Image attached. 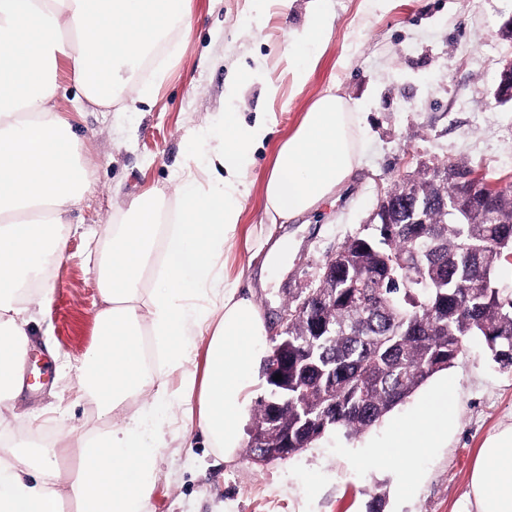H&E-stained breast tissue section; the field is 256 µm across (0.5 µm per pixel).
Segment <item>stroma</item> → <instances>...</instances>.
Instances as JSON below:
<instances>
[{
    "label": "stroma",
    "instance_id": "obj_1",
    "mask_svg": "<svg viewBox=\"0 0 512 512\" xmlns=\"http://www.w3.org/2000/svg\"><path fill=\"white\" fill-rule=\"evenodd\" d=\"M331 24L303 83H294L288 55L314 3ZM251 0H187L188 35L163 38L112 106L87 102L61 80L56 105L76 136L85 166V190L72 208L64 257L51 270L50 292L34 307L38 322L20 370L26 388L5 425L22 443L60 429L107 430L91 398L64 414L40 416L54 396L70 399L67 366L98 342L101 296L89 254L107 245L110 223L124 220L128 202L152 195L174 213L179 176L196 130L225 109L239 124L273 114L276 132L253 149L249 192L227 271L252 288L267 328L287 302L316 287L326 257L368 224L381 192L397 181L455 161L487 166L512 177V103L494 98L512 40L500 27L512 0H291L272 4L250 20ZM168 67L152 97L140 99L155 66ZM239 99L224 97L228 82ZM276 95H269V86ZM360 114V164L336 193L285 224L263 223V185L282 141L325 93ZM447 381L456 417L442 447L414 458L411 476L371 454L390 433L392 418L412 412L416 398L394 408L391 419L352 439L331 432L310 448L266 465L245 451L232 461L215 449L179 447L167 437L151 512H464L471 473L488 437L512 425V370L496 364L472 338L454 366L435 376Z\"/></svg>",
    "mask_w": 512,
    "mask_h": 512
}]
</instances>
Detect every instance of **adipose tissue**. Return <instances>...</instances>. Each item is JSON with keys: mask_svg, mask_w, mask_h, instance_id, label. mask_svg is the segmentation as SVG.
<instances>
[{"mask_svg": "<svg viewBox=\"0 0 512 512\" xmlns=\"http://www.w3.org/2000/svg\"><path fill=\"white\" fill-rule=\"evenodd\" d=\"M330 17L314 7L291 61L304 80ZM186 0H0V417L22 389L16 371L33 334L32 307L49 293V270L64 256L67 213L84 193L74 134L55 108L58 62L66 60L85 100L108 106L164 34L190 32ZM356 116L333 94L319 97L284 140L263 186L269 223L285 222L333 194L359 164ZM272 117L238 126L225 113L218 135L191 146L178 184L176 221L166 224L147 195L130 200L133 219L112 227L95 259L101 341L74 366L78 395L93 396L112 426L102 435L61 433L43 446L13 444L0 460V512H150L163 427L172 407L197 413L224 460L242 442L267 334L262 311L224 271V255L248 191L251 149L273 134ZM155 286H141L145 272ZM205 343L203 379L169 374ZM142 398L129 411L131 398ZM456 407L447 384L425 393L415 413L394 421L375 457L410 468L417 452L448 436ZM78 457L70 471L65 462ZM468 512H512V426L481 449Z\"/></svg>", "mask_w": 512, "mask_h": 512, "instance_id": "1", "label": "adipose tissue"}]
</instances>
